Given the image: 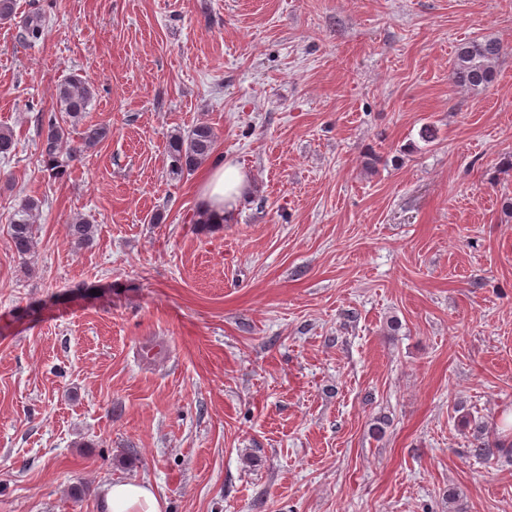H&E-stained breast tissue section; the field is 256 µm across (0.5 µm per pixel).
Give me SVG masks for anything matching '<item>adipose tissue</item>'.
Listing matches in <instances>:
<instances>
[{
	"label": "adipose tissue",
	"instance_id": "1",
	"mask_svg": "<svg viewBox=\"0 0 512 512\" xmlns=\"http://www.w3.org/2000/svg\"><path fill=\"white\" fill-rule=\"evenodd\" d=\"M207 168L199 188L196 218L203 224L231 223L253 194L251 177L219 155L210 159ZM97 495L103 512H161L158 496L145 482L105 483L98 487Z\"/></svg>",
	"mask_w": 512,
	"mask_h": 512
}]
</instances>
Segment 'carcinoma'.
I'll return each mask as SVG.
<instances>
[{"instance_id":"1","label":"carcinoma","mask_w":512,"mask_h":512,"mask_svg":"<svg viewBox=\"0 0 512 512\" xmlns=\"http://www.w3.org/2000/svg\"><path fill=\"white\" fill-rule=\"evenodd\" d=\"M46 16L37 9L28 13L23 21L19 40L29 47L36 46L43 38ZM504 54L503 44L495 37L484 36L461 44L457 49L450 71L453 84L474 91L488 89L496 80L497 64ZM95 95L94 86L82 78H72L57 89L59 109L39 111L37 122L42 133L40 156L50 178H63L71 161L82 153L102 143L109 135V129L101 124H85V114ZM82 127L80 145L67 147L71 130ZM216 142L213 128L199 123L182 134L170 136L167 144L170 158L169 174L181 178L197 169L212 157ZM40 201L28 197L18 209V217L9 224L10 243L20 256L28 255L34 248L33 213L38 211ZM95 227L82 218L76 219L68 227L71 241L82 246L94 238ZM477 436L470 452L477 458L494 455L493 449L499 444L486 436V425L475 424Z\"/></svg>"}]
</instances>
